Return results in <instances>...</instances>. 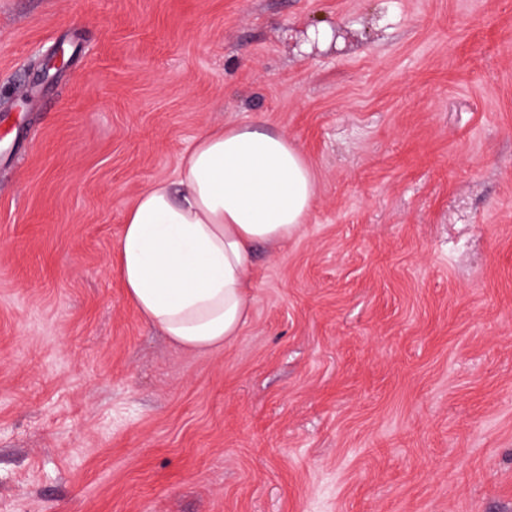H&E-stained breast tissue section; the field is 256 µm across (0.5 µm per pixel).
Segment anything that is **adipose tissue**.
<instances>
[{"label":"adipose tissue","instance_id":"ef3b65f1","mask_svg":"<svg viewBox=\"0 0 512 512\" xmlns=\"http://www.w3.org/2000/svg\"><path fill=\"white\" fill-rule=\"evenodd\" d=\"M312 169L283 132L201 133L176 179L153 182L126 210L117 271L141 316L188 351L224 348L247 323L256 244L306 224Z\"/></svg>","mask_w":512,"mask_h":512}]
</instances>
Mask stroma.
Listing matches in <instances>:
<instances>
[{"label":"stroma","instance_id":"1","mask_svg":"<svg viewBox=\"0 0 512 512\" xmlns=\"http://www.w3.org/2000/svg\"><path fill=\"white\" fill-rule=\"evenodd\" d=\"M259 117L316 196L186 351L123 217ZM0 512H512V0H0Z\"/></svg>","mask_w":512,"mask_h":512}]
</instances>
